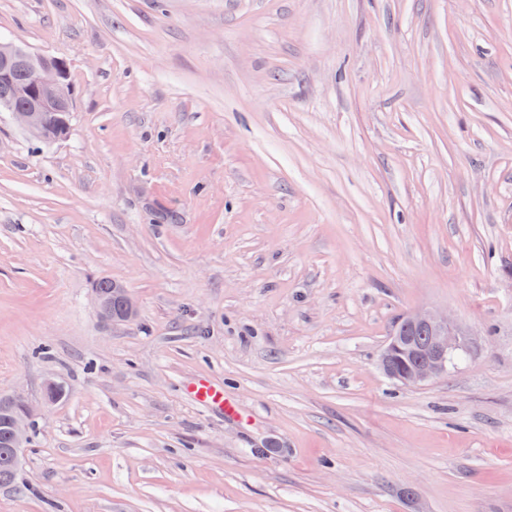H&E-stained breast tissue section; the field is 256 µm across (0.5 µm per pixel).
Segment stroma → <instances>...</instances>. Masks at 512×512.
<instances>
[{
    "mask_svg": "<svg viewBox=\"0 0 512 512\" xmlns=\"http://www.w3.org/2000/svg\"><path fill=\"white\" fill-rule=\"evenodd\" d=\"M0 40L73 103L52 143L0 112V395L39 423L0 512H512V0H0ZM424 307L470 344L402 388ZM95 288L99 294L105 298L111 296L112 279L103 278L95 284ZM112 291L116 294L119 301L124 305V313L119 316L105 317L108 321L112 322H127L129 321L136 311V303L133 297L129 294L127 288L122 284H116L113 286ZM185 391L197 402L223 411L225 415L235 413V407L224 397V390L211 384L205 378H197L185 385Z\"/></svg>",
    "mask_w": 512,
    "mask_h": 512,
    "instance_id": "1",
    "label": "stroma"
}]
</instances>
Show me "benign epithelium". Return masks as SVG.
Here are the masks:
<instances>
[{"mask_svg": "<svg viewBox=\"0 0 512 512\" xmlns=\"http://www.w3.org/2000/svg\"><path fill=\"white\" fill-rule=\"evenodd\" d=\"M24 73V83L14 88L17 97L25 99V104L17 106L9 99L0 101V112L10 114L14 122L31 136L48 141L46 135V115L59 112L69 115L73 104L69 95V67L67 61L31 52L12 43L0 44V85L13 84L17 69ZM112 291L124 305V313L110 317L112 322H127L136 311V303L127 288L121 284ZM417 330L429 332V339L423 343L415 340L412 333ZM405 343L406 349L415 364L396 370L391 365L398 342ZM469 343L466 335L458 329L445 311L418 309L407 315L402 322L401 333L389 338L381 354L379 363L385 375L407 387L424 386L448 374V363L453 356ZM23 417L11 425L14 441L11 462H16L18 453L29 440L28 422L37 418L30 401L22 394H14Z\"/></svg>", "mask_w": 512, "mask_h": 512, "instance_id": "7a95c632", "label": "benign epithelium"}]
</instances>
